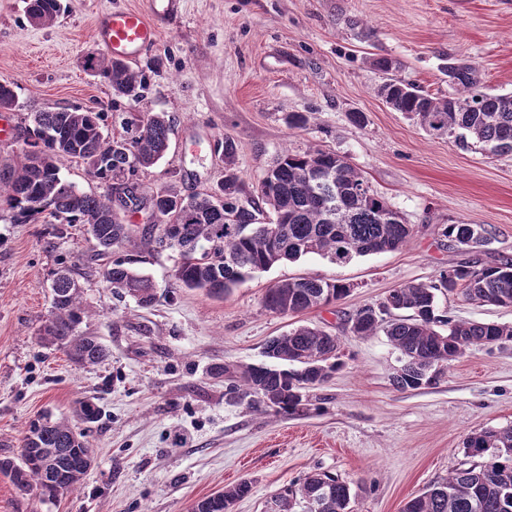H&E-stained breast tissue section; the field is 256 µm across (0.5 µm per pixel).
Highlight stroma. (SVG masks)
Instances as JSON below:
<instances>
[{
  "label": "stroma",
  "mask_w": 512,
  "mask_h": 512,
  "mask_svg": "<svg viewBox=\"0 0 512 512\" xmlns=\"http://www.w3.org/2000/svg\"><path fill=\"white\" fill-rule=\"evenodd\" d=\"M144 2L65 0L64 13L40 27L27 16L28 0H0V83L16 94L7 114L16 134L0 139V168L21 159L17 131L33 112L97 111L114 139L163 113L173 121L170 147L140 171L146 190H217L228 137L248 184L280 152L319 146L347 156L414 232L399 250L346 263L309 254L276 264L221 299L178 287V253L141 240L120 255L156 285L155 303L144 308L109 287L111 259L93 257L86 226L15 224L0 211V458L18 457L41 414L71 416L79 400L101 409L97 421H72L96 456L81 488L43 503L0 473V512H190L198 499L244 480L252 490L233 512H262L272 493L314 471L350 483L352 512H401L449 472L474 464L468 435L512 426V341L474 350L431 385L400 391L391 384L399 353L384 335L353 336L347 318L461 261L443 235L447 225L487 229L476 260L512 258V155L427 136L377 96L384 76L371 61L396 60L394 77L435 97L449 90V60L467 62L489 91L512 94V0H182L158 47L134 65L143 81L134 101L113 96L89 63L103 54L96 17ZM291 112L304 113L307 126L289 127ZM355 112L364 124L352 121ZM64 262L82 272L81 331L110 351L95 366L75 365L38 341ZM304 276L351 291L298 314L265 309L268 288ZM438 306L456 320L512 325V307L457 291L440 295ZM301 324L338 337L343 367L307 390L303 412L249 408L224 367L264 363L267 340Z\"/></svg>",
  "instance_id": "obj_1"
}]
</instances>
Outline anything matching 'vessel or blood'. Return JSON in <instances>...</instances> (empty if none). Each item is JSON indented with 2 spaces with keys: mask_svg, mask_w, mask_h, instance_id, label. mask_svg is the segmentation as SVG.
Returning <instances> with one entry per match:
<instances>
[{
  "mask_svg": "<svg viewBox=\"0 0 512 512\" xmlns=\"http://www.w3.org/2000/svg\"><path fill=\"white\" fill-rule=\"evenodd\" d=\"M178 8L179 0H146L141 10L115 9L100 14L95 38L112 59L139 61L158 46L164 21Z\"/></svg>",
  "mask_w": 512,
  "mask_h": 512,
  "instance_id": "vessel-or-blood-1",
  "label": "vessel or blood"
}]
</instances>
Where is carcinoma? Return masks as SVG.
<instances>
[{
  "label": "carcinoma",
  "mask_w": 512,
  "mask_h": 512,
  "mask_svg": "<svg viewBox=\"0 0 512 512\" xmlns=\"http://www.w3.org/2000/svg\"><path fill=\"white\" fill-rule=\"evenodd\" d=\"M61 0H29L28 16L36 24L54 21ZM91 68L103 76L112 94L136 100L141 79L127 63L101 57ZM452 92L433 97L393 78L378 87L379 96L397 112L416 121L430 136L448 138L463 150L475 148L495 156L512 153V94L485 90L475 66L460 63L448 81ZM171 125L158 113L135 125L123 139L105 136L102 115L78 108L33 113L24 127L22 160L0 172V210L16 224H86L97 256L135 243L131 225L123 223L115 205L150 208L154 223L143 238L157 248L179 252L175 272L179 286L222 296L257 271L307 254L327 255L339 262L400 249L411 225L378 195L348 157L331 149L285 150L248 187L237 173L235 146L224 138V181L215 192L184 196L174 188L147 194L136 180L139 170L156 164L169 147ZM60 157L78 159L105 187L88 194L66 181L56 164ZM164 227V236L155 230ZM458 250L470 253L487 241L478 224H450L443 232ZM118 293L149 307L155 284L116 259L105 271ZM461 290L467 299L512 307V259H496L482 267L468 262L440 275L434 283L408 282L393 289L378 307L364 306L350 318L359 337L379 332L400 352L402 365L392 376L401 390L429 385L452 361L475 348L512 341V326L454 320L439 313L437 291ZM351 286L339 281L302 277L269 288L264 306L287 316L328 306ZM87 316L71 269L56 271L51 285L50 318L39 342L64 351L82 366L108 357L96 336L79 331ZM336 336L315 325H299L270 338L264 347L269 362L226 367L224 375L242 396L260 397L277 413L295 414L303 399L295 392L326 382L343 362ZM89 447L67 417L42 415L30 422L21 438L20 458L0 459V472L15 488L54 500L80 488L89 469L79 448ZM465 449L485 458L480 466L456 469L448 479L409 500L402 512H512V427L485 429L469 435ZM250 492L246 482L224 488L219 496L199 500L192 512H232ZM280 512H303L313 500L317 512H349L351 487L328 472H314L282 487Z\"/></svg>",
  "instance_id": "carcinoma-1"
}]
</instances>
